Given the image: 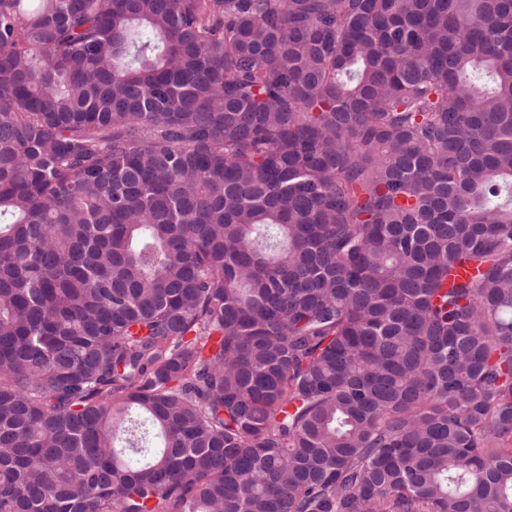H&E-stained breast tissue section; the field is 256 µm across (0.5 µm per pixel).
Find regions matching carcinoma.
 Masks as SVG:
<instances>
[{
  "label": "carcinoma",
  "instance_id": "cac0c4a2",
  "mask_svg": "<svg viewBox=\"0 0 512 512\" xmlns=\"http://www.w3.org/2000/svg\"><path fill=\"white\" fill-rule=\"evenodd\" d=\"M0 512H512V0H0Z\"/></svg>",
  "mask_w": 512,
  "mask_h": 512
}]
</instances>
